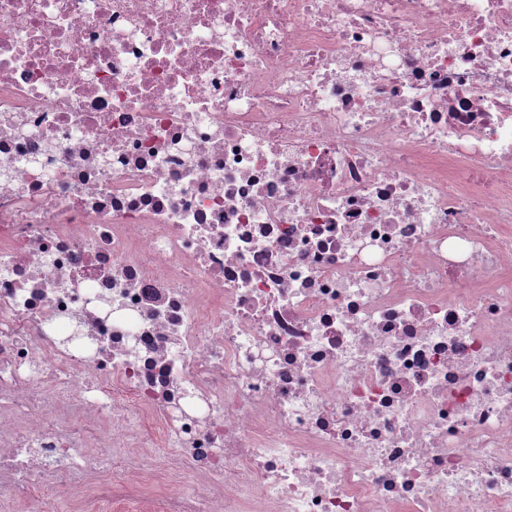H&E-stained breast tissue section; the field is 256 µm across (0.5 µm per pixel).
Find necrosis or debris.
Segmentation results:
<instances>
[{"label":"necrosis or debris","mask_w":512,"mask_h":512,"mask_svg":"<svg viewBox=\"0 0 512 512\" xmlns=\"http://www.w3.org/2000/svg\"><path fill=\"white\" fill-rule=\"evenodd\" d=\"M58 493L512 512V0H0V512Z\"/></svg>","instance_id":"obj_1"}]
</instances>
